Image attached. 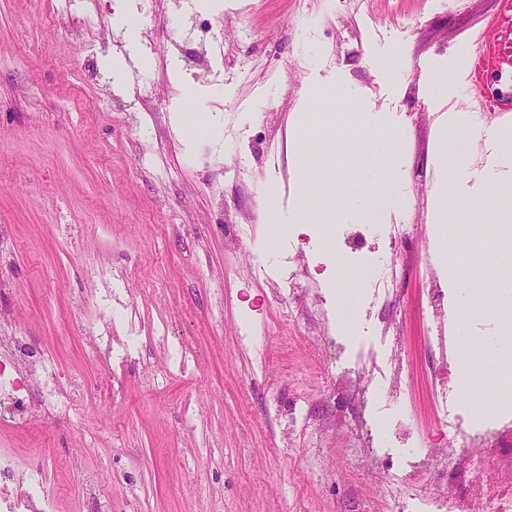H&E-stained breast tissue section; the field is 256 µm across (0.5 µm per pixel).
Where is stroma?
Segmentation results:
<instances>
[{"label":"stroma","instance_id":"stroma-1","mask_svg":"<svg viewBox=\"0 0 512 512\" xmlns=\"http://www.w3.org/2000/svg\"><path fill=\"white\" fill-rule=\"evenodd\" d=\"M135 38L121 0H0V310L47 352L62 385L84 401L64 425L0 429V448L40 449L58 512H461L465 478L481 479L482 452L467 476L424 475L414 497L392 481L417 455L459 441L432 404L439 360L488 374L492 347L512 344V306L464 303L451 269L477 224L512 225V211L463 205L453 223L432 220L448 168L437 164L438 123L464 102L449 95L465 69L456 52L494 0H133ZM314 19L303 28L298 19ZM237 44L199 42L198 25ZM124 56L115 82L104 61ZM151 59L142 67L137 55ZM346 92L382 137L402 133L385 176L399 204L378 221L397 235L402 272L387 299L336 301L332 225H313L310 245L272 237L300 208L335 215L360 188V158L335 151L357 127L336 123ZM248 160L264 180L240 178ZM256 224L235 253L224 227ZM309 275L326 297L329 353L309 334L310 293L282 298L253 277L272 254ZM114 279L112 366L79 328L94 313L96 271ZM446 291L442 333L429 338L428 281ZM486 341L461 348V335ZM408 377L390 399L395 354ZM363 374L365 410L347 405L339 377ZM342 421L328 426L333 414ZM366 418L375 453L359 464L356 428ZM409 421L410 437L391 428ZM93 473L89 498L84 473Z\"/></svg>","mask_w":512,"mask_h":512}]
</instances>
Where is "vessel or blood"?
<instances>
[{
	"label": "vessel or blood",
	"mask_w": 512,
	"mask_h": 512,
	"mask_svg": "<svg viewBox=\"0 0 512 512\" xmlns=\"http://www.w3.org/2000/svg\"><path fill=\"white\" fill-rule=\"evenodd\" d=\"M462 91L490 122L512 119V0L481 18Z\"/></svg>",
	"instance_id": "1"
}]
</instances>
